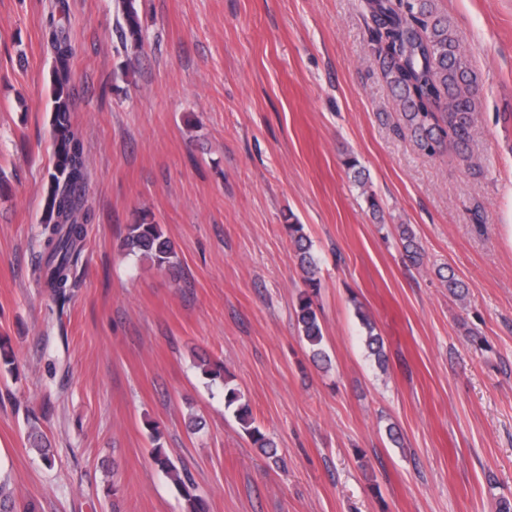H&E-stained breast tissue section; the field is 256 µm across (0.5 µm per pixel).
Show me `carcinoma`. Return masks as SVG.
I'll use <instances>...</instances> for the list:
<instances>
[{
  "label": "carcinoma",
  "mask_w": 512,
  "mask_h": 512,
  "mask_svg": "<svg viewBox=\"0 0 512 512\" xmlns=\"http://www.w3.org/2000/svg\"><path fill=\"white\" fill-rule=\"evenodd\" d=\"M367 10L376 60L416 144L430 155L436 154L448 141L459 151L467 152L476 112L477 80L453 36L448 17L433 12L430 0H367ZM122 13L124 23L119 25V37L138 51L142 48L143 36L135 0H122ZM65 20L66 2L57 0L45 25L46 48L54 59L51 115L54 162L46 191L42 220L44 250L38 260V270L45 287L58 299L66 297L70 280L81 261L84 224L88 220L87 160L81 133L70 116L73 47ZM344 166L365 192L372 213L381 212L375 194L367 188L368 178L358 160L350 157L344 161ZM288 230L305 284L295 305L300 338L311 351L313 361H324L327 358L323 349L324 334L315 305L320 290V280L316 278L317 260L311 252L310 239L303 233V225L290 223ZM399 240L404 259L414 266L422 265L424 251L409 225H400ZM121 247L126 255L147 261L160 270L179 265L174 243L151 218L144 217L127 225ZM438 276L445 282L448 293L460 299L465 296L466 285L453 271L440 272ZM356 313L365 329L364 344L369 355L380 368H386L382 337L361 306H356ZM198 368L211 383L222 385L225 409L233 410L252 444L266 458L278 461L276 443L255 424L252 410L238 388L224 378V364L202 358ZM15 369V354L1 342L0 371L11 374ZM150 438L154 444L152 463L184 498V512H208L206 500L195 494L191 472L176 465L162 448L158 429H152ZM27 440L43 465L53 467L55 455L50 442L34 423L30 424ZM0 512H37V506L32 501L18 503L8 491L7 481L0 480Z\"/></svg>",
  "instance_id": "obj_1"
}]
</instances>
